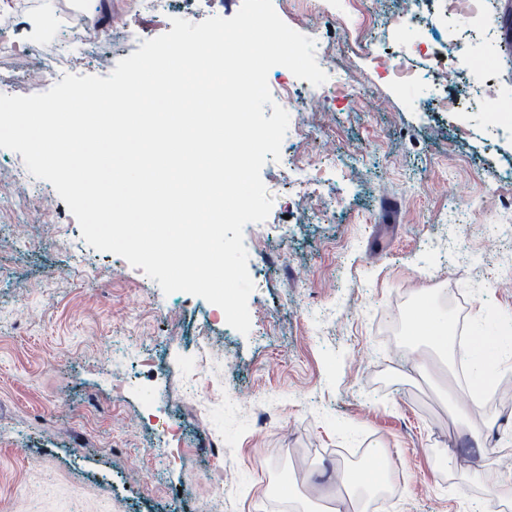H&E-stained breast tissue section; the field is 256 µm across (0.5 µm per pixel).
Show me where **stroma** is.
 <instances>
[{"label":"stroma","mask_w":512,"mask_h":512,"mask_svg":"<svg viewBox=\"0 0 512 512\" xmlns=\"http://www.w3.org/2000/svg\"><path fill=\"white\" fill-rule=\"evenodd\" d=\"M241 5L170 0L150 16L94 0L72 16L40 0L12 36L39 44L57 19L97 29L106 55L88 53L77 73L105 78L140 48L123 30L151 39ZM370 5L390 22L375 60L332 18L311 20L338 40L333 64L357 97L333 102L286 67L268 73L305 107L304 159L340 165L310 197L284 160L263 165L273 206L243 231L249 333L90 247L52 184L0 148V512H279L280 495L293 512H326L339 473L369 468L376 448L402 486L393 512H497L512 475V366L498 372L500 398L470 399L472 377L407 343L402 302L466 318L473 337L506 314L499 330L512 334V139L493 136L494 105L435 111L447 46L401 41L399 0ZM391 56L422 82L393 81ZM129 346L135 360L114 370Z\"/></svg>","instance_id":"35a3bbf8"}]
</instances>
